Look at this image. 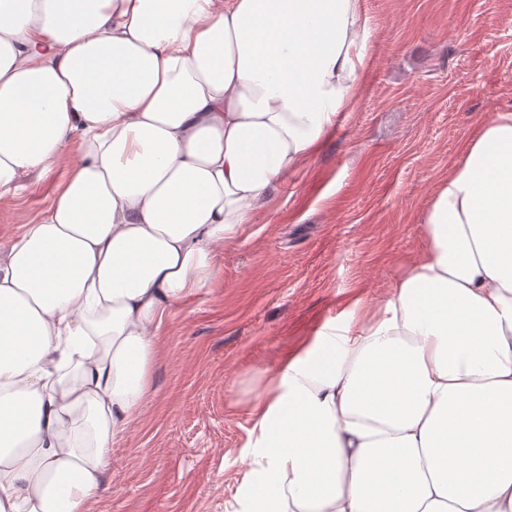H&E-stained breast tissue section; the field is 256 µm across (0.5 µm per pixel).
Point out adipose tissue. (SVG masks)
<instances>
[{"instance_id": "1", "label": "adipose tissue", "mask_w": 512, "mask_h": 512, "mask_svg": "<svg viewBox=\"0 0 512 512\" xmlns=\"http://www.w3.org/2000/svg\"><path fill=\"white\" fill-rule=\"evenodd\" d=\"M362 0H0V512H89L169 306L354 104ZM369 318L260 373L234 512H512V111L465 140ZM80 153V139L75 136L65 148L53 172L42 177L36 172H25L17 182L24 189H0V253L8 250L22 232L24 224L37 221L48 207L67 169Z\"/></svg>"}]
</instances>
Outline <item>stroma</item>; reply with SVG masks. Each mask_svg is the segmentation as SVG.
<instances>
[{"mask_svg": "<svg viewBox=\"0 0 512 512\" xmlns=\"http://www.w3.org/2000/svg\"><path fill=\"white\" fill-rule=\"evenodd\" d=\"M359 99L165 315L151 393L91 512H229L248 470L258 367L353 306L374 312L426 245L422 211L460 143L512 110V0H363ZM0 189V253L79 157Z\"/></svg>", "mask_w": 512, "mask_h": 512, "instance_id": "35a3bbf8", "label": "stroma"}]
</instances>
